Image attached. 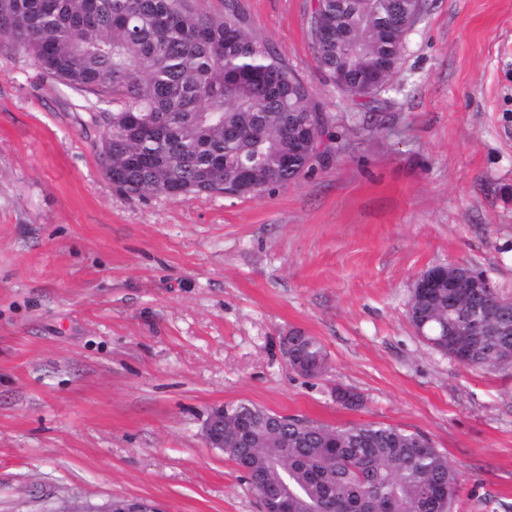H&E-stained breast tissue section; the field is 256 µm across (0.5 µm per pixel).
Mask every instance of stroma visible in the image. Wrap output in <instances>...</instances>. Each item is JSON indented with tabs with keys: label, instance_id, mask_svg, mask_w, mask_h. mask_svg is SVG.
<instances>
[{
	"label": "stroma",
	"instance_id": "1",
	"mask_svg": "<svg viewBox=\"0 0 512 512\" xmlns=\"http://www.w3.org/2000/svg\"><path fill=\"white\" fill-rule=\"evenodd\" d=\"M190 4L236 6L336 148L258 197L133 199L81 96L0 52V512H261L202 434L240 400L425 434L458 512H512V370L460 365L407 314L415 277L451 262L512 298V0H425L372 111L320 68L312 0ZM292 331L323 345L322 377L287 365Z\"/></svg>",
	"mask_w": 512,
	"mask_h": 512
}]
</instances>
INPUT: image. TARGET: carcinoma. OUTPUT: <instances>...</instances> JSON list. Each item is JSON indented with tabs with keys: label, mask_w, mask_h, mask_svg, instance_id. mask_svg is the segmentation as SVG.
<instances>
[{
	"label": "carcinoma",
	"mask_w": 512,
	"mask_h": 512,
	"mask_svg": "<svg viewBox=\"0 0 512 512\" xmlns=\"http://www.w3.org/2000/svg\"><path fill=\"white\" fill-rule=\"evenodd\" d=\"M408 0H319L315 24L341 38L315 53L338 88L358 96V76L391 60L401 67ZM0 50L28 55L40 72L82 96V107L102 127L96 145L103 172L116 167L117 185L130 198L171 195L191 199L224 192L242 168L260 195L286 186L313 168L306 156L288 165L302 121L314 117L317 138L332 153L333 118L308 85L240 13L195 11L188 0H0ZM495 308L497 328L466 333L469 318ZM408 317L443 354L464 356L474 368L495 372L512 360V299L496 290L454 289L411 295ZM301 366L327 370V353L313 336L294 335ZM271 411L248 401L224 405V417L263 419ZM255 448L224 445L257 494L288 498V512H432L431 497L454 512L458 473L430 439L395 426H330L290 418L278 433L263 431Z\"/></svg>",
	"instance_id": "carcinoma-1"
}]
</instances>
